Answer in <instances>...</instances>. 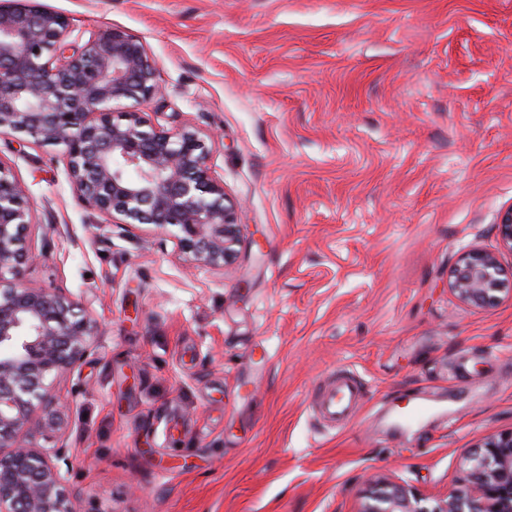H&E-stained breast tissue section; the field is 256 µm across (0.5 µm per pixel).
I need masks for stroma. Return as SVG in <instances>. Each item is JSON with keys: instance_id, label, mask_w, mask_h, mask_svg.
Instances as JSON below:
<instances>
[{"instance_id": "obj_1", "label": "stroma", "mask_w": 512, "mask_h": 512, "mask_svg": "<svg viewBox=\"0 0 512 512\" xmlns=\"http://www.w3.org/2000/svg\"><path fill=\"white\" fill-rule=\"evenodd\" d=\"M110 27L159 65L161 124L213 135L236 263L104 225L63 146L0 135L47 259L22 276L92 300L96 350L58 383L81 512H358L379 478L428 503L465 449L512 431V297L460 302L448 270L499 251L512 206V0H0ZM60 232L45 241L44 227ZM365 382L343 428L314 390ZM428 399L445 410L390 424Z\"/></svg>"}]
</instances>
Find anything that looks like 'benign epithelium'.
I'll return each mask as SVG.
<instances>
[{
  "label": "benign epithelium",
  "mask_w": 512,
  "mask_h": 512,
  "mask_svg": "<svg viewBox=\"0 0 512 512\" xmlns=\"http://www.w3.org/2000/svg\"><path fill=\"white\" fill-rule=\"evenodd\" d=\"M161 95L157 60L125 29L80 44L61 12L0 6V134L64 146L79 200L112 224L172 239L191 265L222 270L237 257L240 224L211 175V138L112 109ZM32 220L24 186L0 162V512H76L60 465L65 399L54 386L89 358L98 326L91 299L19 283L40 259L26 244ZM495 229L512 253V206ZM448 288L489 309L512 296V268L472 248L450 268ZM37 436L44 444L24 441ZM464 461L463 485L430 507L405 485L376 481L358 512H512V431L469 449Z\"/></svg>",
  "instance_id": "7a95c632"
}]
</instances>
